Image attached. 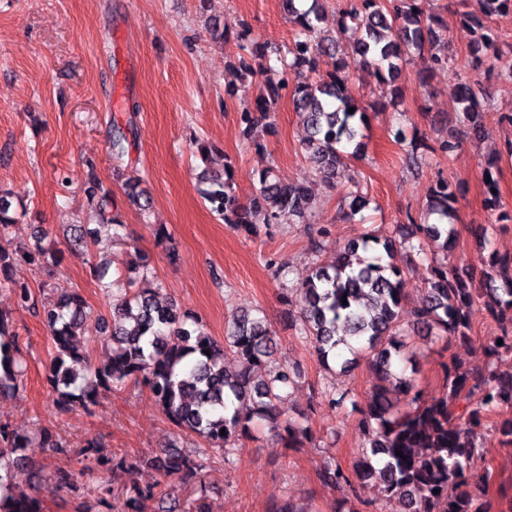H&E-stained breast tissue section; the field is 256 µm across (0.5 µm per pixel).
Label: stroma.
I'll return each instance as SVG.
<instances>
[{"mask_svg":"<svg viewBox=\"0 0 512 512\" xmlns=\"http://www.w3.org/2000/svg\"><path fill=\"white\" fill-rule=\"evenodd\" d=\"M425 13L442 17L449 61L435 70L429 85H421V60L410 62L392 82L379 83L359 70L349 43L337 56L323 55L309 79L324 76L335 57L349 64V96L370 110L365 153L349 159L347 175L324 177L304 158L308 131L290 97H283L270 126L243 135L238 117L252 106L265 74L244 75L226 95L227 75L245 52L244 40L290 45L295 26L283 0H0V187L27 206L16 231L40 224L63 255L54 270L21 262L13 269L17 283L27 285L46 303L79 292L90 307L88 330L100 335L101 320L109 316L111 299L90 273L100 255L124 258L139 251L149 257L151 277L162 286V298L200 315L211 336L223 339L234 313L253 311L274 332L280 365L300 374L298 385L282 405V414L305 418L312 440L301 448L287 447L276 430L259 425L253 435L237 441L230 456L201 457L199 482L161 479L145 458L178 442L183 453L195 451L193 440L180 438L162 416L147 390L127 385L106 394L92 411L60 412L47 383L51 339L28 308L12 292L0 289V311L6 312L26 358V371L17 397L0 399V423L29 434L47 429L60 450L38 449L32 461L16 464V492L30 491L32 470L43 476L60 469L78 473L75 488L45 491L43 512H76L85 504L99 512L100 489L84 455L96 440L107 456L140 461L133 473L106 475L118 496L132 486H156L159 494L187 500L203 498L208 512H271L289 499L303 512H400L397 501L377 502L359 483L339 488L321 479L325 462L354 474L364 437L358 405L364 404L377 379L367 358L350 372L323 368L309 342L299 334L298 306L286 305L280 292L301 284L315 264H330L336 246L367 230L395 233L398 226L425 215L428 189L447 179L458 194V234L449 264L482 268L491 251L512 252V223H499L486 205L483 180L485 156L512 140V77L499 70L482 71L485 103L479 114L481 138L468 131L449 91L471 70L468 46L473 36L460 24L464 0H424ZM129 128L123 156L112 153L114 126ZM405 142H395L396 129ZM459 138L451 154L435 153L426 164L406 159L412 147ZM283 177L312 185L310 212L280 224H259L255 234L232 229L212 213L200 194L203 169L232 171V190L249 201L259 190L258 174L266 167ZM135 177L149 201L147 210L130 205L126 177ZM97 179L112 194L114 209L126 229L121 239L97 224L84 193ZM359 190L365 205L351 213L349 193ZM95 231L98 250L89 254L71 246L69 225ZM488 227L485 244L471 228ZM166 227L180 259L169 262L156 237ZM322 240L314 252L312 239ZM404 270L403 322L424 297L430 262L400 251ZM502 322L477 307L468 340L418 335L411 360L404 362L424 395L442 385L446 367L462 364L512 377V356L489 355L485 344ZM345 395L342 405L329 404L324 392ZM512 419V407L489 412L479 438L486 448L489 490L496 496L495 512L512 505V447L502 446L499 428Z\"/></svg>","mask_w":512,"mask_h":512,"instance_id":"35a3bbf8","label":"stroma"}]
</instances>
